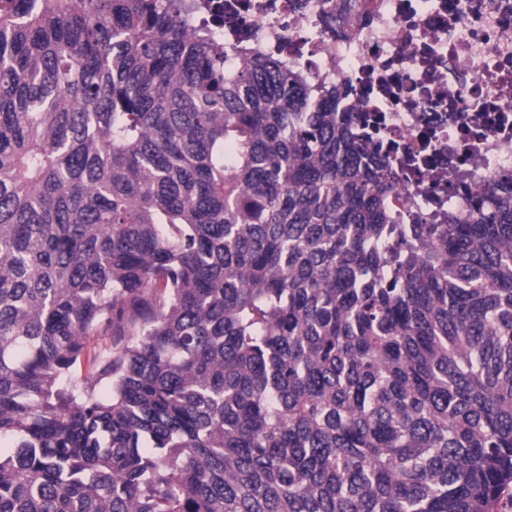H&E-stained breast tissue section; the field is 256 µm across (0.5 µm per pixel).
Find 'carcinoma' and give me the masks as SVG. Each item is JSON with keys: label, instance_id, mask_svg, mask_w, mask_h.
Here are the masks:
<instances>
[{"label": "carcinoma", "instance_id": "1", "mask_svg": "<svg viewBox=\"0 0 512 512\" xmlns=\"http://www.w3.org/2000/svg\"><path fill=\"white\" fill-rule=\"evenodd\" d=\"M241 53L0 0V512H497L512 174L407 224L350 84Z\"/></svg>", "mask_w": 512, "mask_h": 512}]
</instances>
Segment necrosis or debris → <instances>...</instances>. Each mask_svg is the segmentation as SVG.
<instances>
[{
    "label": "necrosis or debris",
    "mask_w": 512,
    "mask_h": 512,
    "mask_svg": "<svg viewBox=\"0 0 512 512\" xmlns=\"http://www.w3.org/2000/svg\"><path fill=\"white\" fill-rule=\"evenodd\" d=\"M224 42L348 79L411 162L423 222L512 171V0H226Z\"/></svg>",
    "instance_id": "obj_1"
}]
</instances>
